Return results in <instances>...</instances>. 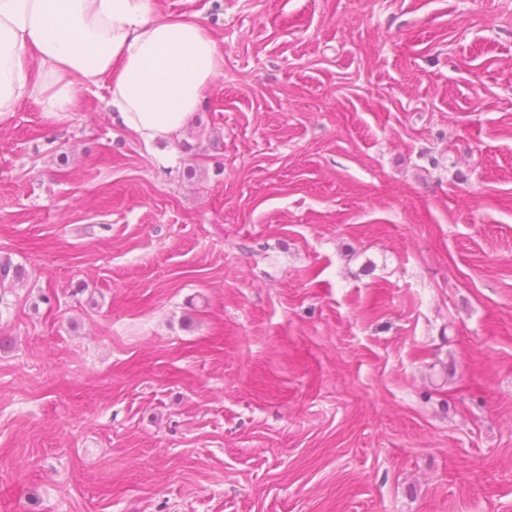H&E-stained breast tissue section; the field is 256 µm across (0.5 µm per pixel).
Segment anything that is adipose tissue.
Masks as SVG:
<instances>
[{
    "instance_id": "obj_1",
    "label": "adipose tissue",
    "mask_w": 512,
    "mask_h": 512,
    "mask_svg": "<svg viewBox=\"0 0 512 512\" xmlns=\"http://www.w3.org/2000/svg\"><path fill=\"white\" fill-rule=\"evenodd\" d=\"M154 10V0H0V122L33 96L64 120L103 83L113 122L148 145L171 140L224 56L198 15Z\"/></svg>"
}]
</instances>
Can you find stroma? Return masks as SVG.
Wrapping results in <instances>:
<instances>
[{
	"label": "stroma",
	"mask_w": 512,
	"mask_h": 512,
	"mask_svg": "<svg viewBox=\"0 0 512 512\" xmlns=\"http://www.w3.org/2000/svg\"><path fill=\"white\" fill-rule=\"evenodd\" d=\"M224 70L0 123V512H512V0H155Z\"/></svg>",
	"instance_id": "35a3bbf8"
}]
</instances>
